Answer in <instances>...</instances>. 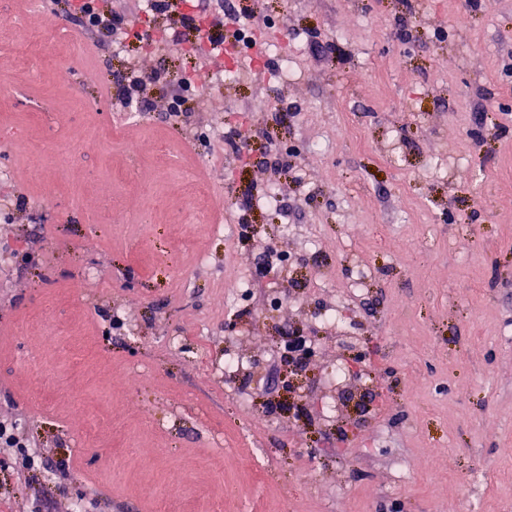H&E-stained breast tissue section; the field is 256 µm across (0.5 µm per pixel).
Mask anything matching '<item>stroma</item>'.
I'll use <instances>...</instances> for the list:
<instances>
[{"label": "stroma", "instance_id": "obj_1", "mask_svg": "<svg viewBox=\"0 0 512 512\" xmlns=\"http://www.w3.org/2000/svg\"><path fill=\"white\" fill-rule=\"evenodd\" d=\"M152 3L95 0L140 18L116 41L0 0V422L45 460L0 446V512H512V0H197L259 18L288 84ZM130 67L170 80L124 125ZM313 353L312 343L301 336H289L283 357L292 363L306 362Z\"/></svg>", "mask_w": 512, "mask_h": 512}]
</instances>
